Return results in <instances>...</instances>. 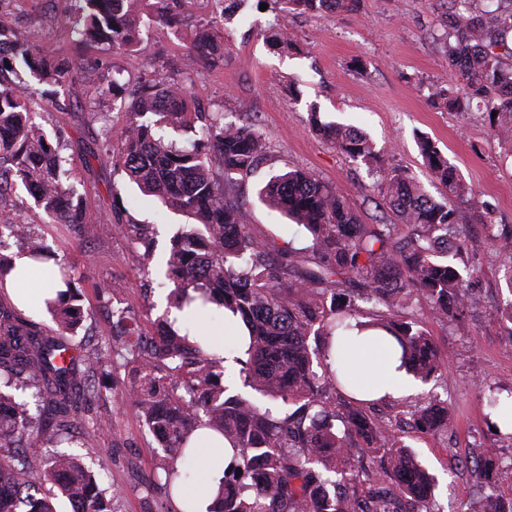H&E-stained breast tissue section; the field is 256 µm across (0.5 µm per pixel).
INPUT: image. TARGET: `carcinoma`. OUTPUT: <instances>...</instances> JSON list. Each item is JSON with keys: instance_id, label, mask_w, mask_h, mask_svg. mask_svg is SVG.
Here are the masks:
<instances>
[{"instance_id": "obj_1", "label": "carcinoma", "mask_w": 512, "mask_h": 512, "mask_svg": "<svg viewBox=\"0 0 512 512\" xmlns=\"http://www.w3.org/2000/svg\"><path fill=\"white\" fill-rule=\"evenodd\" d=\"M212 18L188 47L179 79L131 84L120 70L108 91L127 110V123L112 129L94 104L84 119L101 123L89 153L113 166L165 208L195 220L174 233L164 258L171 303L197 300L240 317L248 329L239 365L242 389L224 385V360L181 334L165 319L142 331L135 315L112 309L118 339L113 348L130 355L138 373L129 400L157 439L164 456V485L188 512L207 485L193 465L199 452L190 434L208 428L236 451L221 490L207 512H434L437 481L405 440L412 432L435 436L448 429L449 408L431 396L407 406L403 417L375 412L380 401L360 400L357 384L328 362L333 340L363 325L387 330L401 348L402 366L423 383L445 371L434 338L413 312L423 300L440 322L465 325L479 304L472 282L480 270L469 263L463 210L477 211L487 237L499 246L500 268L512 294V225L492 222L459 169L428 136L417 137L420 153L447 200L428 194L406 172L386 164L384 154L358 128L324 122L311 113L315 132L336 151L366 167L372 188L397 217L396 224H368L348 198L315 174L295 169L269 177L258 199L303 226L310 245L258 239L246 224L243 184L267 155V139L254 124L236 121L220 108L191 111L190 89L199 61L224 58V26L249 0H213ZM77 40L131 51L144 17L170 30L182 24L187 0H79ZM279 11L300 14L355 12L360 0H275ZM448 69L457 86L432 87L430 98L448 110L469 96L484 103L489 123L512 142V0L497 11L477 0H439ZM267 41L286 49L292 39L278 22ZM0 198L23 186L49 224L85 231L84 202L70 185L62 145L34 120L41 90L27 74L58 94L72 83L79 63L36 50L18 38L0 13ZM191 134L180 146L172 133ZM120 139V153L112 138ZM117 232L153 257L151 239L138 224L99 225L91 232ZM39 260L44 238L27 226L0 224V249L9 238ZM52 282L62 284L45 306L55 324L47 331L0 300V512H56L55 492L73 512H114L112 498L82 459L58 451L61 438L80 430L93 447L96 428L82 424V403L95 396L96 378L107 374L103 348L66 342L84 327V308L72 274L60 264ZM512 337V298L490 313ZM471 476L477 499L460 512H512V496L499 493L512 472L486 448L473 449Z\"/></svg>"}]
</instances>
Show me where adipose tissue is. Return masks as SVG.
I'll list each match as a JSON object with an SVG mask.
<instances>
[{"mask_svg":"<svg viewBox=\"0 0 512 512\" xmlns=\"http://www.w3.org/2000/svg\"><path fill=\"white\" fill-rule=\"evenodd\" d=\"M333 357L349 366L371 397L397 399L412 390L410 377L401 367L400 348L384 331L370 329L346 337Z\"/></svg>","mask_w":512,"mask_h":512,"instance_id":"ef3b65f1","label":"adipose tissue"}]
</instances>
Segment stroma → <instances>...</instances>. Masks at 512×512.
<instances>
[{
    "label": "stroma",
    "mask_w": 512,
    "mask_h": 512,
    "mask_svg": "<svg viewBox=\"0 0 512 512\" xmlns=\"http://www.w3.org/2000/svg\"><path fill=\"white\" fill-rule=\"evenodd\" d=\"M272 2L251 0L247 13L224 31L223 62L200 67L192 87L194 103L247 117L267 136L268 159L244 184L246 222L257 238L285 241L297 249L309 243L302 226L269 210L255 194L270 174L288 169L315 173L349 198L367 223L396 221L372 189L365 167L312 132L314 108L322 119L362 128L385 152L389 166L409 172L437 196L442 188L416 145L417 134L427 135L476 195L490 204L494 223L512 224V144L497 139L478 100L449 112L428 98L431 84L451 77L438 0H361L355 12L280 18L274 16ZM77 8V0H12L9 7L11 25L20 38L33 48L46 46L83 64L72 83L73 95L55 102L39 98L35 119L65 144L71 180L83 197L87 221L150 225L154 257L144 261L130 241L116 233L81 237L68 226L44 223L25 194L0 203V222L18 219L28 224L70 268L91 312L78 339L95 345L108 342L112 335V308L98 298L100 282L121 285L118 300L141 317L144 331H152L153 320L164 317L168 290L160 285V261L185 218L164 211L152 198L137 193L120 170L99 167L87 155L99 127L84 122L80 108L98 97L116 69L139 81L179 78L189 41L196 27L212 17L214 7L203 0L199 9L188 11L175 32L144 26L135 52L77 41L69 24ZM275 18L288 30L293 50L281 52L265 41L264 31ZM469 235L470 261L481 269L474 286L481 305L464 329L433 318L426 302L414 308L447 363L443 380L420 385L418 391L447 401L452 416L448 430L409 440L438 480L441 512H458L476 496L466 467L473 447L512 457V441L489 428L486 401L475 383L481 377L512 390V339L487 320L492 306L512 294L499 271L497 248L485 239L481 225H470ZM135 379L132 364L115 358L109 377L100 380L96 396L87 403L91 416L105 422L94 447L72 444L68 450L96 472L102 488L114 492L115 512H159L166 500L156 481L161 449L128 399Z\"/></svg>",
    "instance_id": "35a3bbf8"
}]
</instances>
